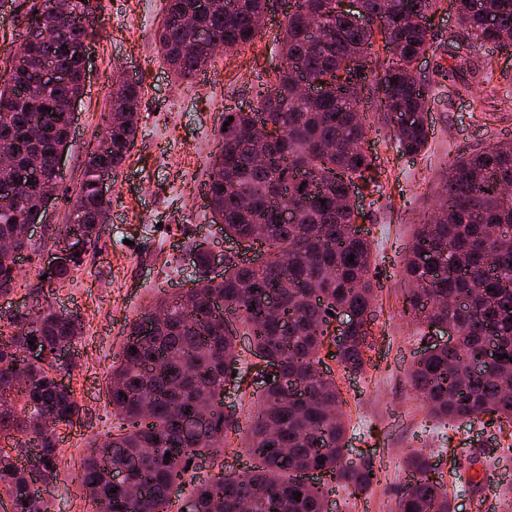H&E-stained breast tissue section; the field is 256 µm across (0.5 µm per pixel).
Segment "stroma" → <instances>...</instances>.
<instances>
[{
    "instance_id": "stroma-1",
    "label": "stroma",
    "mask_w": 512,
    "mask_h": 512,
    "mask_svg": "<svg viewBox=\"0 0 512 512\" xmlns=\"http://www.w3.org/2000/svg\"><path fill=\"white\" fill-rule=\"evenodd\" d=\"M47 0H14L0 10V77L25 40L27 15ZM97 32L89 43L87 80L75 106L76 119L61 165L59 187L44 220L42 250L53 247L55 226L70 214L73 192L82 179L87 151L103 129L117 75L141 80L144 96L139 131L130 156L116 172L108 192V223L98 244L78 270L61 283L41 278L40 256L28 254L10 295L0 297V312L37 302L80 315L82 337L72 365L60 375L80 407L73 426L57 432L62 450L58 476L48 496L50 512H93L75 480L93 439H105L117 420L107 397L113 365L123 355L124 333L149 302L188 287L191 250L206 244L225 249L224 236L204 201L210 161L217 151L225 113L248 111L256 93L273 81L281 63L277 40L284 7L269 0L266 21L251 44L217 55L193 83L177 81L158 55L154 33L164 0H97ZM451 0L433 15L432 47L417 72L430 81L433 100L428 121L430 146L411 157L398 152L377 113H369L364 149L379 172L376 185L357 183L353 199L371 242V273L377 284L369 326L367 364L351 374L334 360L322 368L335 380L346 415L348 462L372 466L376 478L362 497L340 491L333 512H397L405 486L403 459L409 450L424 451L436 463V475L448 489L455 512H512V436L478 420L437 423L426 403L409 385L410 370L428 340L415 322L401 315L407 248L423 215L436 208L431 185L453 160L497 140L512 139V54L475 45L481 65L493 80L483 97L493 124H486L470 96L457 92L434 68L445 55L449 33L459 32ZM245 433L230 434L223 450L207 454L197 481L215 474L239 475L249 467ZM474 467L478 479L461 481L462 469Z\"/></svg>"
}]
</instances>
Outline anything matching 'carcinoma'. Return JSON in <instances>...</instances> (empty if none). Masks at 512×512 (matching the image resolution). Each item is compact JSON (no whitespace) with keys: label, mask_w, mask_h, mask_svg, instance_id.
I'll use <instances>...</instances> for the list:
<instances>
[{"label":"carcinoma","mask_w":512,"mask_h":512,"mask_svg":"<svg viewBox=\"0 0 512 512\" xmlns=\"http://www.w3.org/2000/svg\"><path fill=\"white\" fill-rule=\"evenodd\" d=\"M165 0L156 31L159 51L180 81L188 83L213 55L197 46V33L209 32L231 50L249 44L265 0ZM441 0H362L368 26L338 9L336 0H296L285 15L280 53L288 63L275 81L259 92L256 109L226 112L227 130L206 182L211 216L222 219L224 235L258 243L270 258L260 266L227 259L229 274L208 276L209 254L199 249L192 285L158 300L128 324L123 358L112 368L109 402L120 420V433L108 445L91 450L76 479L108 512H170L175 487L191 475L189 461L222 447L235 429L224 414V387L244 359L237 335L224 324L228 311L246 328L250 351L273 367L280 381L264 386L262 405L250 415L245 448L259 465L237 476H222L194 486L195 512H237L242 501L250 512H324L323 483L309 472L333 478L354 493L366 491L373 473L343 462L346 429L336 382L320 370L328 325L347 311L352 341L335 354L344 370L361 371L368 348L372 291L368 280L371 246L358 233L357 212L346 200L355 181H365L373 159L365 152V102L360 85L370 80L373 102L393 130L398 151L421 153L428 144L431 84L417 75L415 63L431 48L427 20ZM460 25L479 43L512 47V0H455ZM90 0H69L68 11L54 16L55 35L29 48L0 88V146L13 153L15 168H0V182L40 158L37 178L20 185L0 202V240L19 238L21 225L44 221L45 186L55 182L53 156L71 134L68 112L82 93V60L77 47L94 31ZM361 58L366 75L350 74L345 63ZM51 64L66 75L61 83L44 78ZM453 82L463 80L475 107L473 83L492 81L473 56L436 63ZM321 82L317 98L296 93L298 76ZM142 86L116 88L105 113V151L93 147L74 199L85 225L79 256L99 239L105 208L95 171L116 172L138 132ZM272 123L280 134L269 138L261 128ZM512 142H496L458 157L434 187L436 215L420 219L410 246L404 278L411 285L405 311L430 329L441 322L463 337L421 355L410 372V386L425 399L431 417L455 422L486 416L512 422V243L491 238L492 225L512 229ZM354 262H349V255ZM454 266L455 279H437L436 271ZM19 269L0 248V294L15 285ZM470 300L452 307L448 296ZM11 331L0 333V433L17 432L38 448L53 481L61 461L58 439L44 429L48 420L70 426L79 413L73 391L57 379L55 353L71 349L81 324L66 313L35 304L26 313H8ZM501 359L477 371L472 361L490 339ZM33 347L44 353L38 364H25ZM206 396L205 439L185 425ZM170 458H165L166 453ZM413 480L405 486L398 512H453L448 490L431 477L429 457L406 459ZM116 492H111V489ZM300 500H295L296 493ZM12 512H49L44 493L23 475L17 459L0 452V496Z\"/></svg>","instance_id":"cac0c4a2"}]
</instances>
